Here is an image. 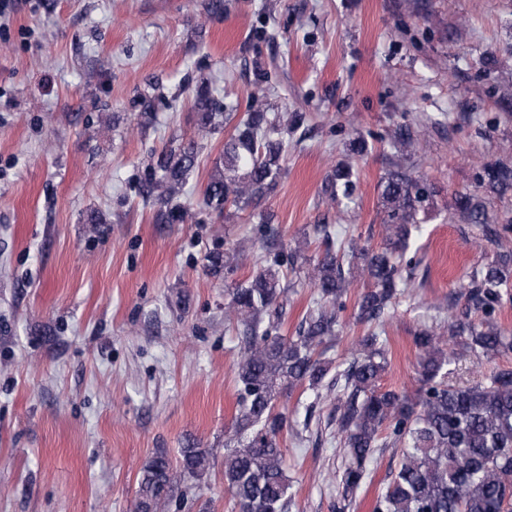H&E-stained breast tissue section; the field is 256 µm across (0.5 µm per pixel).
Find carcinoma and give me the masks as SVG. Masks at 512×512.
I'll use <instances>...</instances> for the list:
<instances>
[{"mask_svg": "<svg viewBox=\"0 0 512 512\" xmlns=\"http://www.w3.org/2000/svg\"><path fill=\"white\" fill-rule=\"evenodd\" d=\"M199 116L198 131L210 132L233 113L205 86L192 92ZM303 116L290 119L268 111L264 98H252L248 112L232 127L224 142V172L211 176L203 201L214 210L234 205L243 210L270 192L284 170L288 132ZM194 143L163 152L143 188V195L160 202L156 221L183 220L182 188L196 165ZM346 168L330 181L331 200L350 195ZM484 192L503 196L512 191V166L500 163L487 171ZM386 202L384 246L369 250L357 240L337 236L330 224H316L313 234L325 247L323 256L280 249L261 256L260 267L248 280L224 290V314L240 327L234 363L237 402L231 425L224 430V490L239 512H288L293 484L282 440L288 426L283 402L295 391L336 389V439L344 448L341 496L348 499L370 474L378 448H394L398 467L378 494L373 512H512V369L501 368L473 385L448 382L451 374L448 342L459 340L474 354L487 358L512 352V332L494 318L504 290L512 287V252L499 251L478 265L467 284L468 302L448 315V327L431 326L414 336L419 367L412 394L379 387L388 367V350L379 335L359 337L351 359L332 364V348L346 308L350 280L340 256L357 262L364 290L356 302L363 323L381 325L412 278L411 265L401 259L414 234L419 213L432 197L430 185L402 171L382 181ZM456 211L467 224L478 225L485 238L499 242L484 201L471 195L456 200ZM238 247L211 256L212 267L234 271ZM300 271L316 298L302 316L295 335L281 331L288 304L284 271ZM180 470L168 454L157 451L142 466L134 512H171L178 477H199L210 469L206 450L191 444L179 450Z\"/></svg>", "mask_w": 512, "mask_h": 512, "instance_id": "1", "label": "carcinoma"}]
</instances>
